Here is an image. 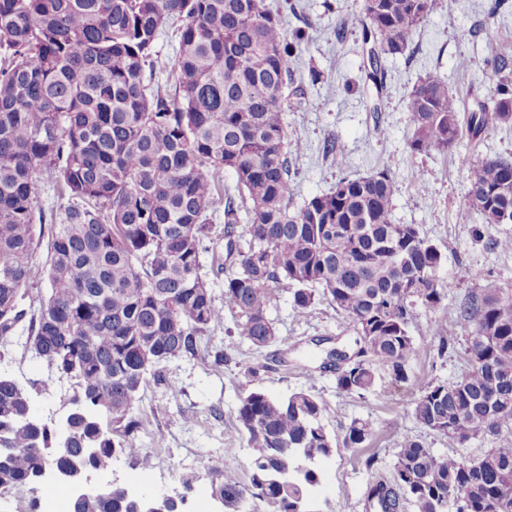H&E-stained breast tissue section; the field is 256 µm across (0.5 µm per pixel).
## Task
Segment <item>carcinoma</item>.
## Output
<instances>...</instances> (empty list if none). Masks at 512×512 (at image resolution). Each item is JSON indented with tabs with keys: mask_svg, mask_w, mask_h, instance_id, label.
Instances as JSON below:
<instances>
[{
	"mask_svg": "<svg viewBox=\"0 0 512 512\" xmlns=\"http://www.w3.org/2000/svg\"><path fill=\"white\" fill-rule=\"evenodd\" d=\"M434 0H362L370 30L369 59L406 51ZM182 21L174 57L160 62L154 44L170 21ZM265 0H0V364L12 353L73 381L71 409L49 426L35 414L28 389L0 373V489L40 483L47 461L75 460L105 471L113 457L151 464L138 440L135 408L148 378L172 399L180 388L164 369L196 359L202 338L228 310L256 348L277 342L268 317L273 291L287 285L290 305L306 315L325 300L355 333L354 348L331 350L336 388L364 397L389 377L411 381L420 349L442 357L453 339L431 324L430 342L410 334L416 308L437 309L449 285L443 256L413 224L392 220L395 177L379 170L342 178L299 207L291 202V160L284 122L294 47ZM495 86L467 117L477 139L512 125V58L490 51ZM165 70L173 90L151 82ZM464 104L428 74L407 99L411 147L452 151ZM475 236L501 249L512 241L491 230L512 223V160L462 157ZM233 173L241 203L224 194ZM44 174L68 205L52 224L36 181ZM224 201L225 259L205 269L212 224L208 211ZM248 224L239 226L240 205ZM48 237L44 263L36 260ZM419 286L401 290L407 275ZM47 294L33 292L36 278ZM224 278L222 300L213 280ZM472 328L465 353L478 359L465 378L432 381L412 401L420 426L465 445L498 437L512 422V287L484 288L453 311ZM324 404L300 390L275 399L261 390L240 397L237 422L250 449L245 485L221 470L211 496L236 512L248 495L262 512H306L319 483L317 465L336 442L322 423ZM107 426H102V422ZM372 423L353 420L343 446L373 440ZM378 512H512V443L478 457L441 455L416 436L400 443L393 472L368 489ZM69 512H133L125 485L73 499Z\"/></svg>",
	"mask_w": 512,
	"mask_h": 512,
	"instance_id": "carcinoma-1",
	"label": "carcinoma"
}]
</instances>
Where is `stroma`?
I'll use <instances>...</instances> for the list:
<instances>
[{"instance_id":"obj_1","label":"stroma","mask_w":512,"mask_h":512,"mask_svg":"<svg viewBox=\"0 0 512 512\" xmlns=\"http://www.w3.org/2000/svg\"><path fill=\"white\" fill-rule=\"evenodd\" d=\"M266 3L287 12L289 29H302L309 36L293 57L288 99L296 107L284 114L289 139L300 140L304 147L293 161L294 205L328 192L341 178L389 171L397 182L394 223L417 225L438 246L445 258L439 275L451 285L447 307L419 309L410 333L418 341L428 340L430 324L438 321L447 335L463 339L465 331L454 321L452 307L486 286L512 287V251L474 238L472 228L479 218L467 210L465 166L454 151L425 155L411 150V114L406 103L413 85L429 73L467 103L487 99L492 84L486 45L495 41L512 55V0L500 6L495 0H436L404 54L382 60L384 79L379 89L367 77V47L356 21L362 0ZM343 19L349 27L339 38L335 30ZM462 58L468 61L464 70L457 67ZM330 138L339 145L340 155L327 153L325 142ZM475 269L484 272V279L472 278ZM269 317L278 336L275 347L253 346L228 314L222 327L203 337L198 359L167 365V377L182 389L178 399H169L163 386L144 385L136 414L141 422L139 440L153 451L151 467L144 469L136 459L117 456L108 474H93L92 485L118 480L147 494L185 496V512H214L211 481L215 471L234 470L244 481L251 473L250 450L236 420L240 395L250 388L277 398L300 390L315 394L325 407L327 432L339 440L352 420L372 422V442L362 448H337L319 463L320 483L310 493L313 512H370L366 493L374 474L366 470L364 460L375 455L378 473L389 474L404 436H418L439 453L451 450L447 438L416 423L410 406L420 386L455 380L467 370L462 347L442 358L420 353L412 361L414 384L360 398L340 393L335 374L320 369L324 353L316 339L328 337L344 346L355 337L327 302L317 301L306 316L297 317L287 290L280 287ZM218 349L226 355L219 366L212 358ZM9 371L28 388L43 421H62L68 411L65 388L43 387L44 372L26 361H15ZM185 411L191 413V421L182 419ZM188 474L195 480L187 488L182 479Z\"/></svg>"}]
</instances>
